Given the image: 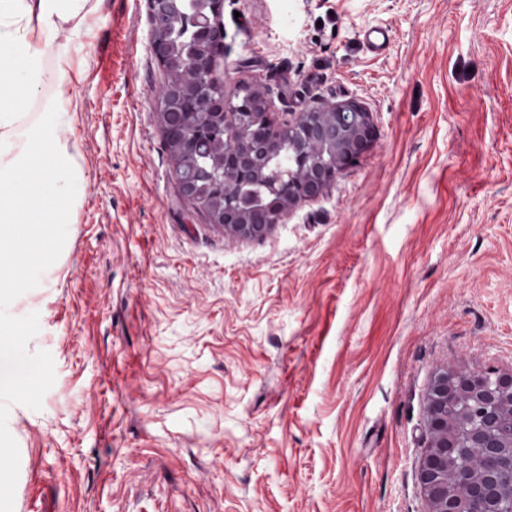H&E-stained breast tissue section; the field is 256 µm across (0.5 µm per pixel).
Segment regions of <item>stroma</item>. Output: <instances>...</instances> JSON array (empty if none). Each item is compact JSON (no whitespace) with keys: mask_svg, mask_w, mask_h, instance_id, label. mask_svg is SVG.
Returning <instances> with one entry per match:
<instances>
[{"mask_svg":"<svg viewBox=\"0 0 512 512\" xmlns=\"http://www.w3.org/2000/svg\"><path fill=\"white\" fill-rule=\"evenodd\" d=\"M224 91L375 137L260 239L185 197L145 0L58 31L86 191L0 299V512H429L435 375L512 369V0H224ZM392 31L370 53L365 29ZM64 68L66 80L53 74Z\"/></svg>","mask_w":512,"mask_h":512,"instance_id":"stroma-1","label":"stroma"}]
</instances>
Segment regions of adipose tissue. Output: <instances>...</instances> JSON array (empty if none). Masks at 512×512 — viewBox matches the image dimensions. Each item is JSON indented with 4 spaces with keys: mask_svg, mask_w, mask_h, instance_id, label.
Listing matches in <instances>:
<instances>
[{
    "mask_svg": "<svg viewBox=\"0 0 512 512\" xmlns=\"http://www.w3.org/2000/svg\"><path fill=\"white\" fill-rule=\"evenodd\" d=\"M94 0H0V297L26 287L27 271L52 253L85 192L57 108L29 106L48 58L63 59L53 33L79 27Z\"/></svg>",
    "mask_w": 512,
    "mask_h": 512,
    "instance_id": "1",
    "label": "adipose tissue"
}]
</instances>
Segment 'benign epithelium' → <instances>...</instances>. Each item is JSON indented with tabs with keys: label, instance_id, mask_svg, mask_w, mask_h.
<instances>
[{
	"label": "benign epithelium",
	"instance_id": "1",
	"mask_svg": "<svg viewBox=\"0 0 512 512\" xmlns=\"http://www.w3.org/2000/svg\"><path fill=\"white\" fill-rule=\"evenodd\" d=\"M184 2L146 0L151 50L159 63L166 64L174 49L169 20L190 24L194 41L180 72L188 96L175 98L162 87L157 97L159 121L186 154L210 141L224 144L221 167L211 176L224 209L210 216V222L233 238L260 239L296 205L320 195L337 171L369 149L374 139L371 113L353 101L302 113L295 123L298 141L290 145L301 176L289 172L271 179L266 206L245 212L243 201L228 185L247 182L258 173L257 158L268 144L253 142L252 127L261 123L272 134L277 130L268 113L251 110L247 97L235 101L208 88L218 69L215 50L224 40V30L214 19L223 0H194L190 15ZM196 98L210 100L214 112L208 124L194 123L187 133ZM504 403L512 407V370L448 367L434 378L426 416L429 445L419 474L430 512H512V419L502 417ZM465 448L480 450L484 467L478 480L473 478L475 465L461 461Z\"/></svg>",
	"mask_w": 512,
	"mask_h": 512
}]
</instances>
